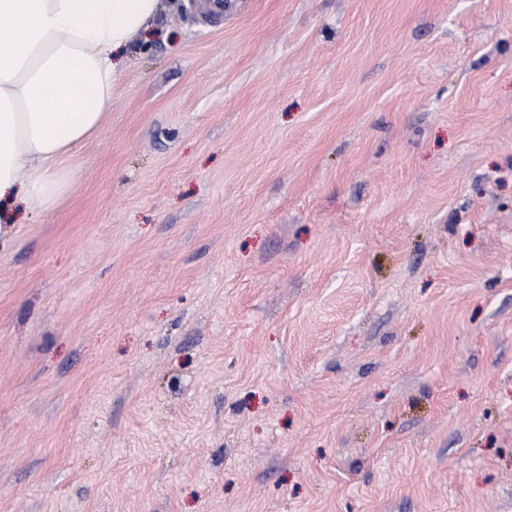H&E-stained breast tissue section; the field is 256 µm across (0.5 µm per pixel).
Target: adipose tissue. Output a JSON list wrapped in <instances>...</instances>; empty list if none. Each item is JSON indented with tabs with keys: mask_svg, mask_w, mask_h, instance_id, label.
<instances>
[{
	"mask_svg": "<svg viewBox=\"0 0 512 512\" xmlns=\"http://www.w3.org/2000/svg\"><path fill=\"white\" fill-rule=\"evenodd\" d=\"M158 0H0V225L62 205L65 158L112 109Z\"/></svg>",
	"mask_w": 512,
	"mask_h": 512,
	"instance_id": "ef3b65f1",
	"label": "adipose tissue"
}]
</instances>
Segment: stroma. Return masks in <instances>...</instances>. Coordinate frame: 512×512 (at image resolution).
I'll use <instances>...</instances> for the list:
<instances>
[{
  "label": "stroma",
  "mask_w": 512,
  "mask_h": 512,
  "mask_svg": "<svg viewBox=\"0 0 512 512\" xmlns=\"http://www.w3.org/2000/svg\"><path fill=\"white\" fill-rule=\"evenodd\" d=\"M0 229V512H512V0H159ZM198 6L202 19L206 22H216L224 14H232L240 11L241 5L249 3L247 0H193Z\"/></svg>",
  "instance_id": "1"
}]
</instances>
